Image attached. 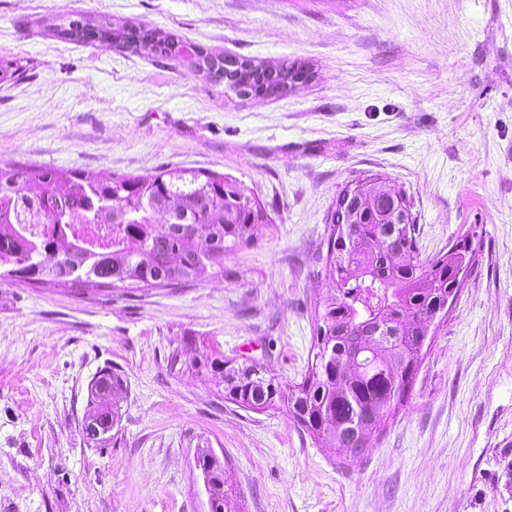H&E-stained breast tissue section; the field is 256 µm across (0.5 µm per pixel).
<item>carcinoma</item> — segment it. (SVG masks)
Returning <instances> with one entry per match:
<instances>
[{
  "label": "carcinoma",
  "mask_w": 512,
  "mask_h": 512,
  "mask_svg": "<svg viewBox=\"0 0 512 512\" xmlns=\"http://www.w3.org/2000/svg\"><path fill=\"white\" fill-rule=\"evenodd\" d=\"M66 41H98L115 49L154 54L194 64L187 40L159 29L112 27L85 19L82 29L52 24ZM375 181L357 185L356 213L331 209L327 217L322 308L312 317V343L303 380L284 391L275 376L255 360L225 368V361L200 351L191 366L217 371L224 398L255 411L285 410L294 425L341 455H350V437L371 438L387 416L405 402L434 315L448 296L457 295L460 268H468L474 250L468 238L447 252L421 257L417 224H391L387 203L374 196ZM52 203L44 223L48 232L28 233L33 211ZM94 205L97 230L85 232L86 209ZM157 207L179 222L156 224ZM253 203L232 179L207 170L166 169L150 178L132 175L88 177L77 170L40 169L0 164V267L3 276L24 285L64 288L142 290L169 288L212 275L226 255L254 241ZM83 280L70 279L71 269ZM384 329L381 336L361 331ZM112 403L89 391L86 420L114 427L121 418L122 377L106 369ZM232 486L221 463L213 471V510L224 512Z\"/></svg>",
  "instance_id": "1"
}]
</instances>
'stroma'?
<instances>
[{"mask_svg": "<svg viewBox=\"0 0 512 512\" xmlns=\"http://www.w3.org/2000/svg\"><path fill=\"white\" fill-rule=\"evenodd\" d=\"M71 14L314 77L242 99L177 61L50 35ZM0 61L22 69L0 83V161L206 169L269 217L178 288L0 284V512H210L207 448L232 512H512V0H0ZM367 177L407 192L423 255L465 236L474 261L406 402L346 459L167 357L244 356L299 382L326 214ZM105 368L126 390L98 443L83 420ZM216 455L210 450H202L196 456V466L201 470L208 499H213L212 512H224V506L227 505L229 494L232 492V485H229L228 475L224 466L217 461L213 469L212 460L216 459ZM213 473V488L211 484V475ZM212 489V496H211Z\"/></svg>", "mask_w": 512, "mask_h": 512, "instance_id": "1", "label": "stroma"}]
</instances>
